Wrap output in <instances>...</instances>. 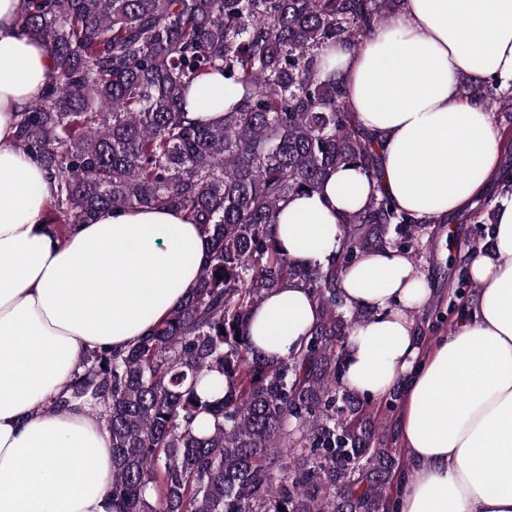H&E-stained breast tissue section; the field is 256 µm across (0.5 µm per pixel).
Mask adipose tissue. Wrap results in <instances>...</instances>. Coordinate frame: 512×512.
Here are the masks:
<instances>
[{"mask_svg": "<svg viewBox=\"0 0 512 512\" xmlns=\"http://www.w3.org/2000/svg\"><path fill=\"white\" fill-rule=\"evenodd\" d=\"M0 0V512H119L108 489L112 448L91 395H74L84 354L145 336L195 290L210 243L170 209L133 208L76 227L65 242L43 224L56 184L16 148L17 114L53 67ZM360 124L379 141L381 174L351 166L291 198L278 241L299 263L326 262L347 213L385 196L424 220L470 207L502 175L489 112L465 76L512 80V0H404L358 50L333 52ZM495 255L473 258L480 286L452 333L422 347L413 316L426 277L398 250L345 267L348 306L374 309L347 341L343 385L378 398L403 386L398 435L411 462L400 512H512V199L493 226ZM320 319L307 292L272 293L252 334L288 356ZM65 396V409L40 401Z\"/></svg>", "mask_w": 512, "mask_h": 512, "instance_id": "adipose-tissue-1", "label": "adipose tissue"}]
</instances>
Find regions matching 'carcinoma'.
<instances>
[{
    "label": "carcinoma",
    "mask_w": 512,
    "mask_h": 512,
    "mask_svg": "<svg viewBox=\"0 0 512 512\" xmlns=\"http://www.w3.org/2000/svg\"><path fill=\"white\" fill-rule=\"evenodd\" d=\"M403 2L22 0L18 27L54 63L16 139L56 182L46 224L64 239L107 211L170 208L210 240L191 296L127 349L81 363L120 512H398L402 450L340 380L348 336L374 310L349 307L337 278L368 252L413 260L436 248L439 219L375 198L344 217L342 251L325 265L289 259L276 230L290 196L320 190L331 169L379 176L376 137L324 69ZM214 75L237 91L219 124L193 116L194 82ZM463 90L512 110V87L492 76ZM284 288L305 289L321 319L297 351L269 360L253 311Z\"/></svg>",
    "instance_id": "carcinoma-1"
}]
</instances>
